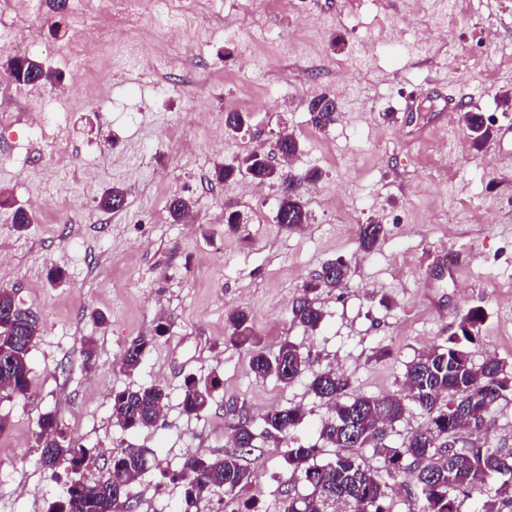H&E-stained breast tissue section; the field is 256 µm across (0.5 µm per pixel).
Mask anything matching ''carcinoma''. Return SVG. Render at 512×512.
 Masks as SVG:
<instances>
[{
	"label": "carcinoma",
	"instance_id": "carcinoma-1",
	"mask_svg": "<svg viewBox=\"0 0 512 512\" xmlns=\"http://www.w3.org/2000/svg\"><path fill=\"white\" fill-rule=\"evenodd\" d=\"M7 67L9 78L20 86H34L56 78V73L42 61L25 54L7 56ZM309 111L314 125L325 129L336 121L338 102L331 95H322L310 103ZM248 121L246 112L224 113V127L232 132ZM459 122L469 131L475 145L481 146L490 139L491 129L481 113L462 112ZM278 150L282 158L290 159L300 153V141L285 134L278 140ZM241 170L260 183L280 185L275 221L285 231L308 223L309 212L300 188L304 183L318 181L319 170L294 173L275 167L263 154L252 152L235 166L216 169L215 175L226 180ZM127 196L126 189L112 187L100 197L98 207L108 212L119 211L126 206ZM192 208L190 199L174 195L167 211L173 223L178 224ZM382 235L383 226L373 220L360 225L358 249L364 253L373 251ZM349 273L350 267L341 259L323 265L293 303L292 321L306 329H316L324 319L318 291L342 287ZM2 307L12 310V316L0 322V361L7 360V366L0 365V393L24 397L30 389L28 354L40 333L39 320L21 308L13 291L7 288H0ZM483 319L482 308H471L459 322L457 332L448 337L447 344L430 349L406 365L401 393L349 398L347 376L333 369L317 373L308 389L332 410L321 422L322 448L307 446L293 436L305 417L299 406L269 411L259 428L247 415H239L231 425L233 452L215 458L193 456L172 472L171 481L184 490V512H189L199 500L217 494L224 496V505L234 503L254 479L243 464L244 456L257 448L259 439L276 441L285 436L288 446L283 450V458L290 479L302 482L309 493L285 496L277 512H392V485L362 464L355 454V449L367 446L383 457V468L390 479L412 475L413 484L404 485L411 502L409 512H462L464 501L486 487L493 490V495L473 512H512V448L493 447L485 442L454 446L453 435L462 429L487 431L498 401L512 391V372H507L499 360L487 357L479 365L472 361L467 344L475 341ZM225 322L224 341L248 355L256 378H273L286 387L301 378L310 366L311 353L288 340L281 342L276 353H268L244 311L230 310ZM152 342L151 336L133 340L124 350L121 369L135 371ZM220 386L217 375L188 377L181 394L183 413L198 417L206 412ZM167 400L168 393L161 385L115 391L112 418L126 430L148 429L156 426ZM409 403L421 411L425 423L407 432L398 446L386 445L389 431L403 419ZM39 427L40 463L44 470L53 473L65 461L75 469L83 467L87 451L58 438L53 415L43 416ZM325 447L336 449L335 457L320 462L318 456ZM148 468L144 449L120 448L112 452L105 475L72 484L49 512H118L121 503L130 509L131 488Z\"/></svg>",
	"mask_w": 512,
	"mask_h": 512
}]
</instances>
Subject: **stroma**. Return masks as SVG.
Returning <instances> with one entry per match:
<instances>
[{
  "mask_svg": "<svg viewBox=\"0 0 512 512\" xmlns=\"http://www.w3.org/2000/svg\"><path fill=\"white\" fill-rule=\"evenodd\" d=\"M456 4L447 19L441 0H165L178 27L144 19V50L133 55L106 0L56 12L49 0H0V54L38 44V59L61 77L20 87L0 68V288L41 326L27 397L0 396V512H47L65 484L91 477L66 463L52 476L41 467L37 433L48 413L65 442L100 464L126 445L153 453L133 512H210L207 501L185 510L166 473L232 450L229 409L257 420L274 406H301L297 434L317 442L326 403L309 392L308 376L288 386L255 378L246 354L224 342L235 307L250 313L268 352L285 340L300 345L312 353L311 373H344L353 396L399 390L406 364L477 306L485 321L470 346L474 362L490 354L512 366V167L475 150L445 109L455 96L489 115L494 131L512 127V108L500 101L512 92V0ZM242 48L254 64H236ZM61 83L75 84L73 95L58 94ZM325 92L339 110L321 131L308 104ZM101 97L106 107H93ZM230 110L248 113L250 128L219 144L192 119ZM36 111L47 116L46 133L30 126ZM284 130L301 143L294 171L321 173L303 188L309 222L292 232L275 222L278 184L251 193L244 177H214L248 151L274 152ZM87 166L96 193L128 191L126 207L99 224L83 220L100 213L83 191ZM176 194L193 201L196 224L170 223ZM62 205L73 223H57ZM18 206L34 219L22 235L11 224ZM228 212L245 235L226 231ZM371 219L385 235L364 254L358 227ZM336 259L351 272L343 288L321 291L320 326L293 323L302 285ZM56 267L58 283L49 279ZM150 335L140 366L120 370L131 340ZM382 347L388 356H378ZM191 374L223 381L198 418L180 407ZM151 384L169 393L156 427L122 429L113 392ZM282 448L265 441L244 459L257 512L306 492L289 483Z\"/></svg>",
  "mask_w": 512,
  "mask_h": 512,
  "instance_id": "35a3bbf8",
  "label": "stroma"
}]
</instances>
